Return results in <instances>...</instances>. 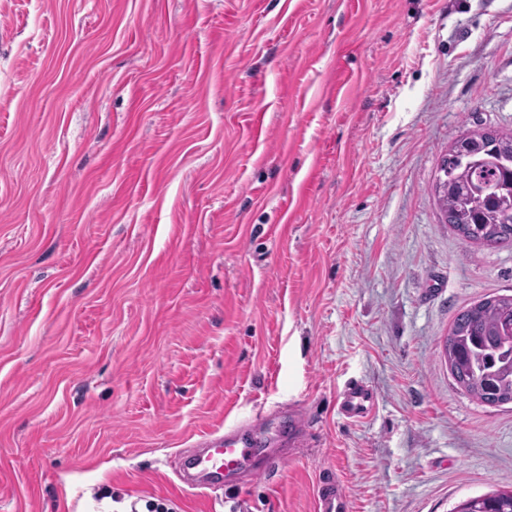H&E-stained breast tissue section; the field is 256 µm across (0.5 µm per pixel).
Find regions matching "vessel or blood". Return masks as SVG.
Masks as SVG:
<instances>
[{
    "label": "vessel or blood",
    "mask_w": 512,
    "mask_h": 512,
    "mask_svg": "<svg viewBox=\"0 0 512 512\" xmlns=\"http://www.w3.org/2000/svg\"><path fill=\"white\" fill-rule=\"evenodd\" d=\"M372 390L360 381L349 383L342 393L341 411L350 418L367 415L374 405ZM255 418L234 425L224 432H212L197 447L185 449L179 456L177 474L187 486L205 491L223 484L243 471H253L256 461L273 463L275 452L243 442L246 432L264 425Z\"/></svg>",
    "instance_id": "b4317fda"
}]
</instances>
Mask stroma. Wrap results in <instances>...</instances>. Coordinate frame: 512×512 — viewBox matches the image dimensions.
I'll list each match as a JSON object with an SVG mask.
<instances>
[{
  "label": "stroma",
  "instance_id": "35a3bbf8",
  "mask_svg": "<svg viewBox=\"0 0 512 512\" xmlns=\"http://www.w3.org/2000/svg\"><path fill=\"white\" fill-rule=\"evenodd\" d=\"M489 127L512 128V0H0V512L512 490V404L442 347L512 295V246L463 243L433 196ZM275 409L306 446L178 481L182 448ZM373 391L360 381L349 383L342 393L341 411L350 418H363L374 405Z\"/></svg>",
  "mask_w": 512,
  "mask_h": 512
}]
</instances>
